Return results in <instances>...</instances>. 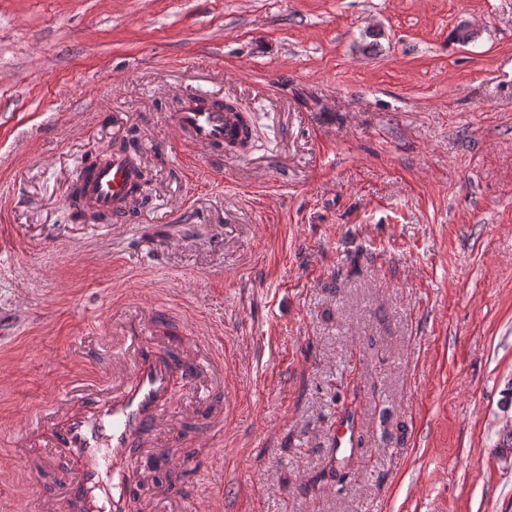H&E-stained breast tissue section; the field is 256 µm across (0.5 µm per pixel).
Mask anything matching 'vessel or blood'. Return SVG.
I'll return each instance as SVG.
<instances>
[{"label":"vessel or blood","mask_w":512,"mask_h":512,"mask_svg":"<svg viewBox=\"0 0 512 512\" xmlns=\"http://www.w3.org/2000/svg\"><path fill=\"white\" fill-rule=\"evenodd\" d=\"M175 123L187 144L210 154H223L235 133L227 113L207 94L187 96ZM137 179L135 160L107 151L92 166L82 193L98 211L118 217ZM186 332L168 317L129 316L112 339L108 385L73 387L22 415L14 447L46 449L50 467L65 475L61 481L36 477L42 512H121L131 498L139 499L143 512H160V500L188 502L181 482L160 495L141 486L158 460L178 465L177 455L159 450L160 433L179 430L193 448H212L224 438L230 395L224 362L208 338L189 342ZM355 441L354 423L340 420L335 453H347Z\"/></svg>","instance_id":"obj_1"}]
</instances>
